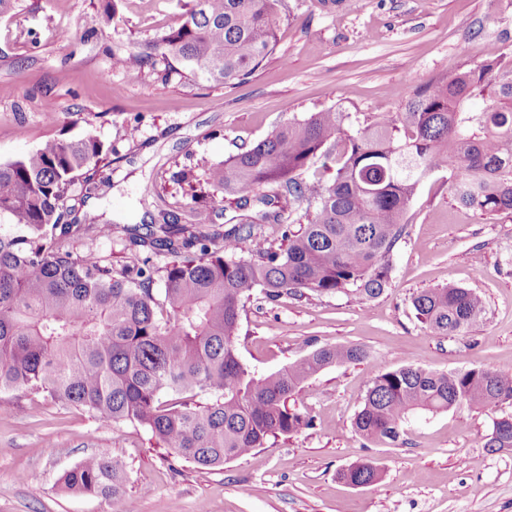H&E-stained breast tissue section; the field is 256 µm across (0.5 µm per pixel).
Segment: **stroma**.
Masks as SVG:
<instances>
[{
	"mask_svg": "<svg viewBox=\"0 0 512 512\" xmlns=\"http://www.w3.org/2000/svg\"><path fill=\"white\" fill-rule=\"evenodd\" d=\"M186 0H11L0 14V163L44 141L87 128L110 146L104 184L87 206L115 228L96 236L76 223L63 242L113 268L144 257L125 226L169 212L184 224L227 229L236 211L207 187L209 171L291 118L336 108L358 124L398 111L463 66L512 58V0H278L276 45L244 82L215 86L165 76L159 38ZM153 44L156 67H115L114 55ZM189 184L173 182L178 171ZM161 195L144 193L147 183ZM201 190L191 201L188 187ZM390 285L362 302L307 294L269 302L254 291L241 312L236 349L255 375L312 350L362 346L367 361L325 368L297 397L312 428L200 468L172 458L142 427L101 426L89 412L33 394H0V512H116L101 495L65 491L62 474L88 456L123 463L137 512H512V451L482 447L512 405L412 414L398 443L363 439L353 419L372 364L411 362L434 373L491 368L512 374V212L484 215L451 198L447 171L419 186L404 216ZM481 295L467 333L432 335L414 294L447 285ZM364 458L380 479L354 488L338 478Z\"/></svg>",
	"mask_w": 512,
	"mask_h": 512,
	"instance_id": "1",
	"label": "stroma"
}]
</instances>
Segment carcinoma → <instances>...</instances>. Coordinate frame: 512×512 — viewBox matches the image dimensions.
Instances as JSON below:
<instances>
[{
    "label": "carcinoma",
    "instance_id": "cac0c4a2",
    "mask_svg": "<svg viewBox=\"0 0 512 512\" xmlns=\"http://www.w3.org/2000/svg\"><path fill=\"white\" fill-rule=\"evenodd\" d=\"M276 0H186L181 23L163 37L183 73L214 85L246 79L272 53ZM145 65L152 46L119 56ZM487 105L476 110L473 102ZM111 148L91 129L62 144L0 163V393H44L107 423L128 421L149 431L171 454L218 467L270 439L291 437L311 419L294 396L329 366L368 358L357 345L319 347L279 371L257 377L239 360L241 310L253 290L274 302L308 290L361 300L389 285L404 215L419 184L448 170L455 202L483 214L512 210V60L469 65L415 95L397 112H376L353 126L349 112L329 108L291 119L248 149L228 156L208 178L212 193L245 210L268 207L230 228L203 230L161 213L162 223L130 245L165 251L163 287L152 274L130 275L89 252L64 247L65 216L75 182L85 206L101 180ZM329 181L308 176L316 164ZM302 214L294 230L286 220ZM100 235L112 222L84 212ZM284 225L280 243L257 224ZM195 249L187 260L176 256ZM412 306L435 336L466 332L483 314L474 291L448 285L420 292ZM208 395L199 405L194 398ZM512 401V375L488 368L437 374L413 363L375 367L356 413L355 431L393 444L415 410L446 412ZM483 447L512 449V417L493 423ZM381 471L363 460L339 473L350 485L372 484ZM122 463L83 459L61 477L65 489L126 501Z\"/></svg>",
    "mask_w": 512,
    "mask_h": 512
}]
</instances>
